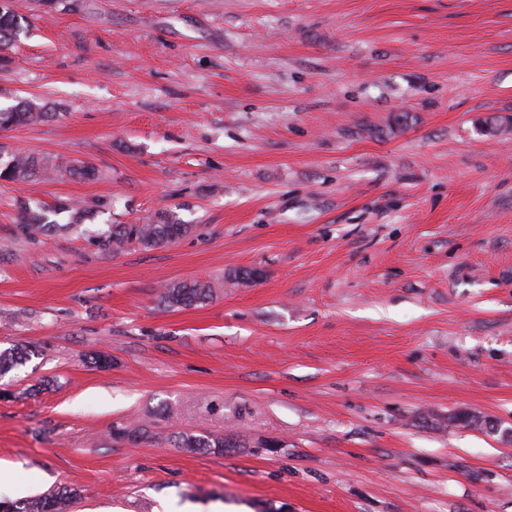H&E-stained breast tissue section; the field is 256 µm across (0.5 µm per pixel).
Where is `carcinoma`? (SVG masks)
Listing matches in <instances>:
<instances>
[{
    "instance_id": "obj_1",
    "label": "carcinoma",
    "mask_w": 512,
    "mask_h": 512,
    "mask_svg": "<svg viewBox=\"0 0 512 512\" xmlns=\"http://www.w3.org/2000/svg\"><path fill=\"white\" fill-rule=\"evenodd\" d=\"M26 20L11 6L10 0H0V47L9 45L25 27ZM50 117V113L33 102L20 101L13 105L0 107V130H12L22 126L37 124ZM65 172L80 178H93L96 168L86 162H50L33 153H0V180L19 181L48 171ZM20 222L15 226L16 235L34 241L41 234L51 233L60 227L51 216L61 212L71 213L70 228L77 225L84 209L66 202H58L52 207L31 205L26 202L17 204ZM192 230V225L182 223L177 216L166 210L157 211L140 224H114L112 232L103 246L118 251L126 244L136 242L145 248L172 242ZM213 298L212 286L201 281H180L169 283L159 293L160 301L169 307H193L202 305ZM29 356L28 347L14 344L0 351V375ZM178 448H202L213 453H222L226 448H236L238 444L231 436L201 438L192 435H180L175 439ZM80 496L79 490L64 487L39 497L25 500H1L4 512H67L68 507Z\"/></svg>"
}]
</instances>
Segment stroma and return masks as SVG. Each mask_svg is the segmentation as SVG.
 Here are the masks:
<instances>
[{"mask_svg": "<svg viewBox=\"0 0 512 512\" xmlns=\"http://www.w3.org/2000/svg\"><path fill=\"white\" fill-rule=\"evenodd\" d=\"M12 4L0 105L51 116L0 149L98 171L0 180V350H32L0 378V465L24 496L512 512V440L457 420L512 427V134L478 129L512 120V0ZM20 199L98 208L32 242ZM161 210L193 232L99 244ZM177 280L214 297L161 305ZM178 448H202L213 453H222L224 448L236 447L237 443L232 436L201 438L192 435H179L175 439Z\"/></svg>", "mask_w": 512, "mask_h": 512, "instance_id": "1", "label": "stroma"}]
</instances>
